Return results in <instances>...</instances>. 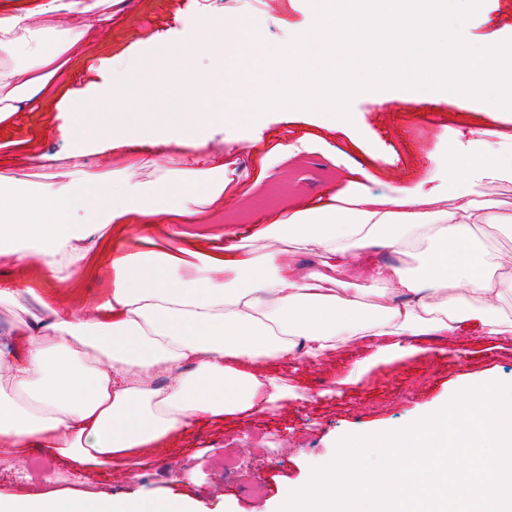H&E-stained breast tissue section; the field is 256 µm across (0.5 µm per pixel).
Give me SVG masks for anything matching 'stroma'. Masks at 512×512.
<instances>
[{"instance_id":"35a3bbf8","label":"stroma","mask_w":512,"mask_h":512,"mask_svg":"<svg viewBox=\"0 0 512 512\" xmlns=\"http://www.w3.org/2000/svg\"><path fill=\"white\" fill-rule=\"evenodd\" d=\"M205 14L259 19L264 45L274 48L289 45L314 21L309 0H117L108 21L56 16L54 26H84L88 33L48 79L35 109L0 122V176L10 188L23 194L45 190L53 174L70 170L69 155L78 143L85 148L84 167L120 170L134 184H157L167 168L199 156L217 158L228 181L222 205L180 221L194 237L184 257L189 274L214 250L212 227L246 241L284 209L333 197L393 195L424 181L450 144L476 135L503 160L512 159V112L491 110L484 101L461 104L427 90L407 102L401 88L390 89L387 103L372 91L356 95L350 120L332 125L309 109L275 108L228 120L194 147L161 142L155 132L164 122L152 102L188 96L195 75L218 68L199 23ZM462 35L476 47L512 40V0H483ZM170 51L190 67L158 80ZM116 75L134 84L125 113L107 103L74 117L70 93L99 95ZM71 122L77 128L73 140L55 130ZM258 126L261 151L252 146ZM121 127L129 144L107 149V136ZM130 153L143 158V167L126 168ZM405 342L412 351L403 357L377 358L372 349L349 344L317 363L266 365L264 373L288 381L286 398L252 413L199 415L151 453L113 461L105 471L76 469L43 450L35 456L0 451V489L188 496L198 512H272L288 487L333 460L344 437L413 423L467 384L492 378L512 385L511 333L488 337L468 326L451 336H409ZM35 457L46 471H33ZM227 457L234 463L229 470L223 465Z\"/></svg>"}]
</instances>
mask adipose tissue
I'll return each mask as SVG.
<instances>
[{
  "label": "adipose tissue",
  "instance_id": "ef3b65f1",
  "mask_svg": "<svg viewBox=\"0 0 512 512\" xmlns=\"http://www.w3.org/2000/svg\"><path fill=\"white\" fill-rule=\"evenodd\" d=\"M107 0H0V115L34 98L58 53L85 30L60 31L57 53L43 49L32 19L80 7L98 14ZM512 180V164L474 141L449 152L443 188L416 185L395 198L360 195L353 206L330 199L267 224L261 244L215 230L222 251L190 278L168 252L130 248L150 241L167 215L191 216L219 203L223 179L201 168L168 170L164 184H128L120 172H81L41 195L0 184V257L16 265L0 279V306H22L39 288L73 286L74 268L111 270L106 299L88 309L41 301L0 341V446L39 448L77 467L140 454L200 414L260 411L284 398L285 382L262 363L317 361L355 341L377 356H403L407 336L512 331V248L490 242L512 230V206L473 200L474 186ZM96 193L94 221L73 214ZM52 223H43V215ZM98 235L94 251L78 241ZM318 262L297 261L290 245ZM415 258V267H371L375 247ZM0 512H196L185 498L142 502L77 489L0 491Z\"/></svg>",
  "mask_w": 512,
  "mask_h": 512
}]
</instances>
